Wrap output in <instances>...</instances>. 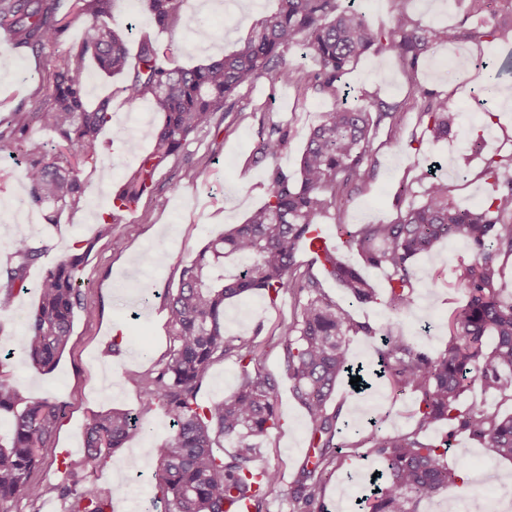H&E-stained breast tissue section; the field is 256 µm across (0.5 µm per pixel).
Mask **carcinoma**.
<instances>
[{"instance_id": "carcinoma-1", "label": "carcinoma", "mask_w": 512, "mask_h": 512, "mask_svg": "<svg viewBox=\"0 0 512 512\" xmlns=\"http://www.w3.org/2000/svg\"><path fill=\"white\" fill-rule=\"evenodd\" d=\"M62 0H0V32L18 47L52 44L68 26L60 14ZM112 0H72L71 10L90 17L85 41L55 58V84L44 107L36 112L16 108L0 116V152H17L27 186L28 205L51 206L54 214L75 210L87 201V186L79 167L94 151L99 134L112 119L110 99L90 108L84 98L88 58L114 75L126 74L125 99L135 104L148 98L161 113L153 150L125 180L112 200L115 211L136 205L156 186L155 175L197 132L212 126L216 113L234 111L240 92L269 77L312 89L333 99L307 139L294 180L275 161L288 146V126L261 127L260 158L274 162L264 204L242 224L210 239L184 267L176 289L164 292L174 325L173 347L167 359L141 380L150 405L164 410L171 432L157 449V478L165 512H265L268 498L282 482L278 468L259 463L257 439L281 427L278 383L261 366V356L248 341L224 335V305L255 291L274 298L291 292L300 303L296 319L283 326L275 345L281 347L291 390L310 424L308 455L291 482V512H324L328 482L341 464L336 449L340 411H329L336 385L358 376L349 362L347 341L359 333L376 335L369 324L357 322L349 311L329 299L321 281L301 270L296 252L309 242L318 218L344 207L352 189L371 178V131L401 119V105L377 98L351 105L338 94L337 83L359 59L377 46L401 62L408 77L420 59L441 44L456 42L452 26L424 25L405 12L406 0H393L397 22L375 29L366 16L341 0H275L276 7L251 24L239 48L194 68L171 66L167 52L151 40L140 42L137 62L131 63L128 30L112 22ZM162 29L191 32L200 18L184 10V0H143ZM305 46L317 69L292 66L284 53ZM421 116L437 138L451 132L448 99L422 94ZM54 131L49 146L31 134L34 123ZM469 150L482 156L481 174L492 193L475 209L459 207L448 179L422 174L424 200L411 204L391 224H363L352 231L336 225L343 246L357 250L368 265L388 270L390 286L385 308L395 314L413 302L414 258L441 240L461 237L473 260L460 266L465 300L453 315L446 347L431 354L418 344L388 332L377 349L381 376L395 397L410 396L416 424L408 432H372L354 447L367 446L382 470L381 485L365 498L366 512H419L421 503L458 486L464 464L448 467L450 439L465 433L496 457L512 460V297L494 287L496 259L512 254V158L482 155V139ZM11 262L0 268V312L12 309L16 293L26 287L31 267L43 265L37 288L39 305L22 332L6 336L8 349L0 358V415L12 420V436L0 442V512H13L20 499L68 503L67 512H108L110 501L68 472L64 484L38 483L33 471L42 463L41 449L54 438L63 415L50 397L31 398L7 377L12 356L18 354L40 372L54 369L71 337L77 312L91 316L84 303L85 285L79 277L89 248L78 240L73 253L44 262L49 246L36 230L10 241ZM322 274L333 279L358 303L376 299L361 271L343 263L332 251L314 256ZM234 359L240 370L237 390L229 397L205 402L202 381L213 362ZM500 398L496 404L462 396L474 385ZM443 421L448 432L433 440L423 432ZM146 434L139 418L111 409L96 415L85 435V460L105 461L129 441ZM233 450L219 454L222 441Z\"/></svg>"}]
</instances>
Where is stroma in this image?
I'll use <instances>...</instances> for the list:
<instances>
[{
	"mask_svg": "<svg viewBox=\"0 0 512 512\" xmlns=\"http://www.w3.org/2000/svg\"><path fill=\"white\" fill-rule=\"evenodd\" d=\"M271 0H227L224 11L211 10L210 0H186L187 12L205 17L206 27L182 33L156 26L142 6L132 0H113L112 16L132 23L130 51H137L147 38L170 53L175 66L190 68L224 56L236 49L254 18L270 9ZM468 0H406L408 15L430 25L461 21ZM88 19L70 15L69 26L58 42L39 50L20 48L0 33V113L21 107L37 111L55 81L54 59L79 45ZM459 53L449 57L447 46L434 47L423 58L415 77H407L389 53L371 51L343 77L353 95L371 101L380 97L402 103L403 118L397 127L378 128L371 136L374 164L372 177L352 192L341 211H329L320 222L328 236L336 227L349 224L390 223L409 204L423 199L424 184L417 175L432 162L455 161L468 172L466 180L450 179L455 199L464 206L479 204L491 187L481 176V165L468 146L482 137L487 152L512 157V102L494 106L479 101L477 89L482 62L502 65L512 50V28L502 30L493 42L461 39ZM122 77L89 67L87 102L97 105L110 98L112 124L104 128L95 147V159L83 168L88 199L77 210L62 212L49 222L42 209L32 211L34 223L50 259L70 254L75 241L88 244L89 253L81 270L87 286L85 303L92 317L77 315L70 341L55 369L39 372L21 357L9 363L12 379L30 397L51 396L64 407V417L52 443L43 449V461L34 477L40 482H63L67 471L84 475L86 482L111 501V512H162L155 472V450L170 432L168 418L147 405L141 394L142 379L165 360L172 345L170 311L163 297L147 305L138 302L142 286L163 289L177 286L184 264L195 257L207 241L233 225L266 199L268 162L259 159L258 131L262 120L288 126L287 148L278 159L289 175H297L308 135L329 105V99L310 90L268 78L242 90L235 111L220 115L217 126L196 134L178 155L170 157L156 176L154 191L144 196L134 210L113 213L112 196L139 165L154 144L158 112H149L144 123L131 124L139 111L121 92ZM433 92L448 101L453 117V135L435 139L420 118L423 92ZM494 109L495 123H487V109ZM126 135L116 140L113 127ZM412 186L411 195L398 199L400 183ZM113 225H104L108 214ZM472 259L468 243L454 237L438 243L414 261L417 279L409 311L395 315L383 302L352 303L335 282L326 279L325 294L360 322L378 331L391 330L412 338L436 352L448 341V321L464 301L457 278L459 267ZM299 311L297 300L288 293L276 299L256 293L231 301L224 308V331L257 345L262 367L280 386L281 427L261 437V460L282 473L280 489L269 498L268 512H289L288 484L302 464L309 446V424L294 400L284 372L279 348L273 347L282 324ZM122 331L123 344L113 346V334ZM388 390L378 387L360 395L338 386L331 401L340 411V423L348 424L349 447L325 494L328 512H354L355 499L364 477L378 469L373 458L361 457L352 448L354 430L369 433L380 427L388 432H406L415 424V407L410 401L388 403ZM137 414L148 426L145 437L133 440L93 468L86 464L84 438L93 415L109 409ZM449 463L463 462L471 474L464 492L449 491L450 505L444 512H485L488 498L512 493V460L494 458L467 435H456L448 451Z\"/></svg>",
	"mask_w": 512,
	"mask_h": 512,
	"instance_id": "1",
	"label": "stroma"
}]
</instances>
